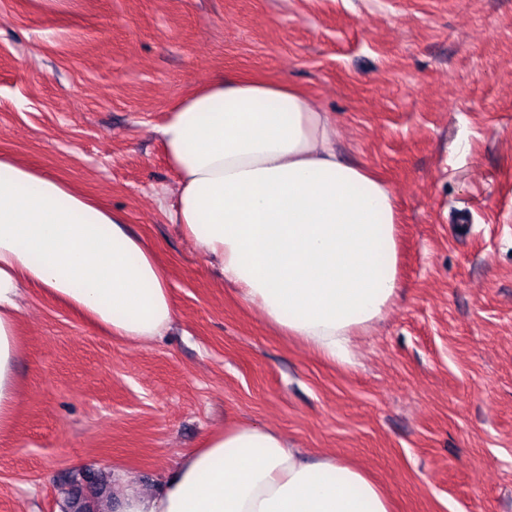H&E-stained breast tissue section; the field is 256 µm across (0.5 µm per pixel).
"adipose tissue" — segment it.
I'll return each mask as SVG.
<instances>
[{
	"instance_id": "ef3b65f1",
	"label": "adipose tissue",
	"mask_w": 512,
	"mask_h": 512,
	"mask_svg": "<svg viewBox=\"0 0 512 512\" xmlns=\"http://www.w3.org/2000/svg\"><path fill=\"white\" fill-rule=\"evenodd\" d=\"M177 176L170 220L265 321L321 358L354 367L355 338L399 287L392 185L336 151V122L288 82L209 80L158 129ZM108 336L147 342L176 317L155 251L124 216L0 155V436L12 435L27 287ZM115 512H395L359 465L310 455L274 428L210 431L158 491L123 483Z\"/></svg>"
}]
</instances>
